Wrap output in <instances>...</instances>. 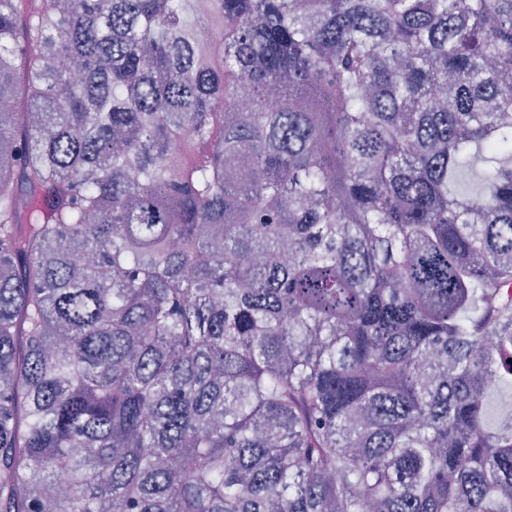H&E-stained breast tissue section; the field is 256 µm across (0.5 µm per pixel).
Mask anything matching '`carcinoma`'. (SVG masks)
I'll return each instance as SVG.
<instances>
[{"label": "carcinoma", "mask_w": 512, "mask_h": 512, "mask_svg": "<svg viewBox=\"0 0 512 512\" xmlns=\"http://www.w3.org/2000/svg\"><path fill=\"white\" fill-rule=\"evenodd\" d=\"M0 102V512H512V0H0Z\"/></svg>", "instance_id": "cac0c4a2"}]
</instances>
